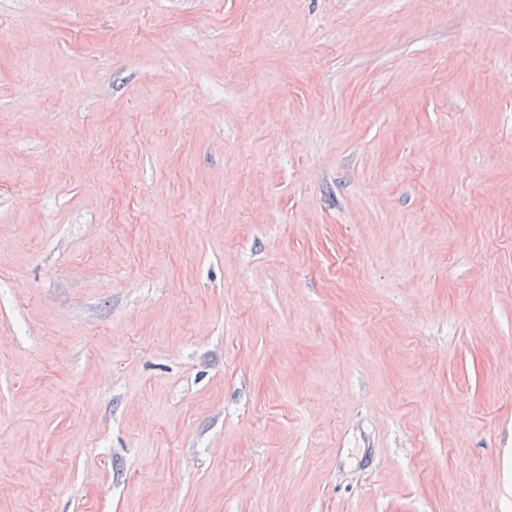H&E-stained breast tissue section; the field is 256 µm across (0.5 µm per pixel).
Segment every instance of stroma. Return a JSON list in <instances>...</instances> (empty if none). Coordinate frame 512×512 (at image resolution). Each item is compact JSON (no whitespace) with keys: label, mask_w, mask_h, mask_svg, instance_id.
Masks as SVG:
<instances>
[{"label":"stroma","mask_w":512,"mask_h":512,"mask_svg":"<svg viewBox=\"0 0 512 512\" xmlns=\"http://www.w3.org/2000/svg\"><path fill=\"white\" fill-rule=\"evenodd\" d=\"M0 512H512V0H0Z\"/></svg>","instance_id":"1"}]
</instances>
